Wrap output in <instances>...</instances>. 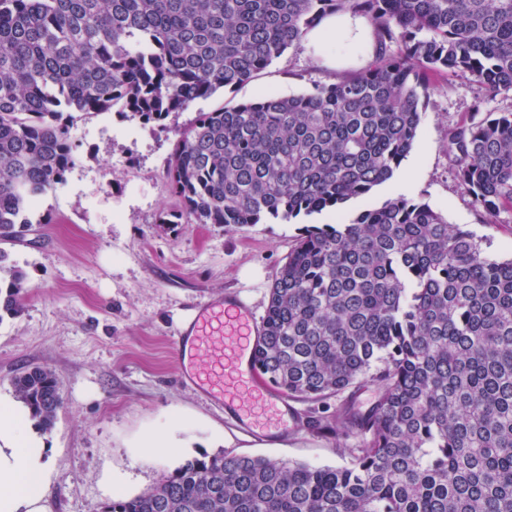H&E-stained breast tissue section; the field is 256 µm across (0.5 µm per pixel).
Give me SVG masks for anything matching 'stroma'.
Returning <instances> with one entry per match:
<instances>
[{"mask_svg": "<svg viewBox=\"0 0 512 512\" xmlns=\"http://www.w3.org/2000/svg\"><path fill=\"white\" fill-rule=\"evenodd\" d=\"M373 53L333 42L290 49L262 75L174 112L166 130L129 113L75 114V164L41 197L23 242L9 246L25 275L23 309L0 317V404H14L12 378L36 365L61 382L62 406L47 434L51 481L47 512H102L112 498L156 485L186 460L217 453L346 464L355 435L308 428L333 422L339 397L293 401L297 428L285 443L257 438L222 406L182 383L173 338L198 305L241 291L264 317L272 282L299 235L295 222L181 224L166 187L177 132L199 111L264 94H298L333 82ZM416 141L393 178L368 204L405 196L428 203L472 231L493 257H512V213L488 222L454 178L448 133L468 121L481 89L463 77L431 76ZM169 430L175 446L146 457L140 443ZM124 483L111 489L108 477Z\"/></svg>", "mask_w": 512, "mask_h": 512, "instance_id": "stroma-1", "label": "stroma"}]
</instances>
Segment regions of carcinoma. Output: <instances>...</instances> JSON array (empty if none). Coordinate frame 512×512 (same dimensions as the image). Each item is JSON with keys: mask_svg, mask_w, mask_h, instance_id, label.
I'll return each instance as SVG.
<instances>
[{"mask_svg": "<svg viewBox=\"0 0 512 512\" xmlns=\"http://www.w3.org/2000/svg\"><path fill=\"white\" fill-rule=\"evenodd\" d=\"M372 25L367 66L289 96L200 112L166 170L185 224L232 230L334 212L390 180L411 151L430 76L484 98L450 133L456 179L495 218L512 210V0H0V241L74 165V112L118 109L162 126L259 76L333 15ZM0 312L22 311L24 276ZM258 371L320 401L366 383L376 402L336 409L355 434L342 466L219 454L190 459L102 512H512V259L425 202L389 198L306 224L270 289ZM40 429L60 382L11 380Z\"/></svg>", "mask_w": 512, "mask_h": 512, "instance_id": "1", "label": "carcinoma"}]
</instances>
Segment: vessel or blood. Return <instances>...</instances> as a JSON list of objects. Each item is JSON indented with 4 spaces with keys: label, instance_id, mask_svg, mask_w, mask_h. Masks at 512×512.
<instances>
[{
    "label": "vessel or blood",
    "instance_id": "1",
    "mask_svg": "<svg viewBox=\"0 0 512 512\" xmlns=\"http://www.w3.org/2000/svg\"><path fill=\"white\" fill-rule=\"evenodd\" d=\"M261 332L251 303L230 292L199 306L178 329L174 346L186 383L258 438L283 440L293 434L295 418L287 400L258 380L255 348Z\"/></svg>",
    "mask_w": 512,
    "mask_h": 512
}]
</instances>
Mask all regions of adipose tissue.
<instances>
[{"label": "adipose tissue", "mask_w": 512, "mask_h": 512, "mask_svg": "<svg viewBox=\"0 0 512 512\" xmlns=\"http://www.w3.org/2000/svg\"><path fill=\"white\" fill-rule=\"evenodd\" d=\"M369 37L366 21L344 14L325 19L309 41L319 49L334 40L359 48ZM46 451L42 441L27 435L20 410L0 406V512H46Z\"/></svg>", "instance_id": "obj_1"}]
</instances>
